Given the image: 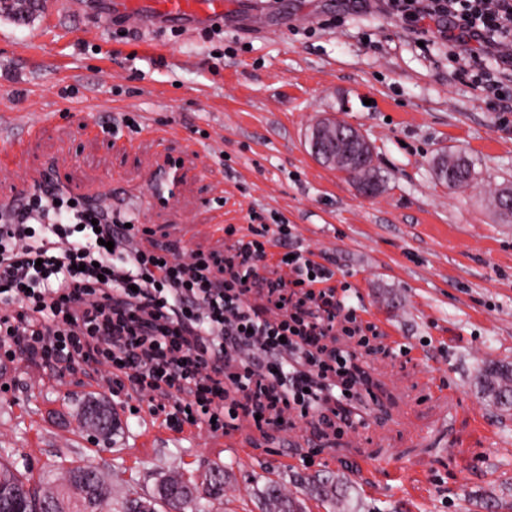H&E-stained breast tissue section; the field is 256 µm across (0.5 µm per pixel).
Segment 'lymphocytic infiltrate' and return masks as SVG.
Returning a JSON list of instances; mask_svg holds the SVG:
<instances>
[{
  "mask_svg": "<svg viewBox=\"0 0 512 512\" xmlns=\"http://www.w3.org/2000/svg\"><path fill=\"white\" fill-rule=\"evenodd\" d=\"M384 2L415 31L452 20L456 42L512 71V0ZM260 218L253 210L247 226L225 225L233 244L223 262L173 243L129 249L142 232L136 215H98L64 195L0 214V361L89 367L109 385L129 384L175 430L189 422L219 433L245 415L285 432L292 410L355 428L372 383L356 350L321 343L357 324L351 287L331 286L333 271L297 249L287 286L303 304L278 320L248 304L269 247L293 237L292 225Z\"/></svg>",
  "mask_w": 512,
  "mask_h": 512,
  "instance_id": "f902f5d3",
  "label": "lymphocytic infiltrate"
}]
</instances>
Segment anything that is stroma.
Returning a JSON list of instances; mask_svg holds the SVG:
<instances>
[{
	"label": "stroma",
	"instance_id": "obj_1",
	"mask_svg": "<svg viewBox=\"0 0 512 512\" xmlns=\"http://www.w3.org/2000/svg\"><path fill=\"white\" fill-rule=\"evenodd\" d=\"M252 9V0H224L221 29L133 41L112 24L89 28L62 0H39L21 19L0 13V115L33 109L42 122L0 171V196L52 161L78 187L122 180L136 209L156 152L142 125L180 128L169 151L192 145L204 162L169 208L146 215L147 228L158 241L224 257L231 241L210 229L216 209L228 224L247 225L254 209L293 225L294 246L319 254L333 285L349 283L360 320L378 330L359 351L377 396L367 427L352 440L300 419L268 435L242 417L220 447L174 429L149 445L163 419L144 403L92 388L80 372L17 361L0 375V448L35 483L92 464L116 501L174 472L197 478L224 466L217 512H265L266 479L290 490L329 473L344 483L341 512H512V411L478 384L486 364L512 363V223L492 204L512 185V98L477 82L481 73L512 76L437 29H407L382 0H267L263 32L250 25ZM111 113L138 125L81 134ZM323 118L372 143L377 194L363 196L312 157L306 133ZM117 140L134 150L117 151ZM450 151L472 162L469 186L439 181L437 159ZM231 196L240 208H226ZM438 392L455 399L452 415ZM92 397L117 411L109 440L81 425ZM292 451L296 463L282 465Z\"/></svg>",
	"mask_w": 512,
	"mask_h": 512
}]
</instances>
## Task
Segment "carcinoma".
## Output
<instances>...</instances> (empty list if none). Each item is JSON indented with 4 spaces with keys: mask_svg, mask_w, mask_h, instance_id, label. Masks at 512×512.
Here are the masks:
<instances>
[{
    "mask_svg": "<svg viewBox=\"0 0 512 512\" xmlns=\"http://www.w3.org/2000/svg\"><path fill=\"white\" fill-rule=\"evenodd\" d=\"M443 182L453 188L468 185L475 178L473 165L465 157L449 153L439 166ZM511 186L499 189L495 206L507 220H512V204L507 203ZM485 397L498 409L512 410V366L492 363L479 376ZM83 423L104 424L112 435L117 427L112 424V411L104 402L93 401L85 405ZM9 452L0 448V512H16L27 509L31 497L35 496L54 505L55 512H112L103 510L111 499L110 484L97 468L86 464L45 480L44 485L32 488L22 479V474L13 460L4 458ZM226 471L217 467L204 475L201 486H193L182 475H168L161 480L153 494L128 499L118 512H157L161 506L169 512H183L193 505L195 512H209L211 502L224 497ZM341 483L333 478L313 482L311 495L316 499L339 498ZM272 512H304L303 505L294 494L282 485L268 484L261 491Z\"/></svg>",
    "mask_w": 512,
    "mask_h": 512,
    "instance_id": "obj_1",
    "label": "carcinoma"
}]
</instances>
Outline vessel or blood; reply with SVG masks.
I'll return each instance as SVG.
<instances>
[{
	"mask_svg": "<svg viewBox=\"0 0 512 512\" xmlns=\"http://www.w3.org/2000/svg\"><path fill=\"white\" fill-rule=\"evenodd\" d=\"M68 12L83 18L118 16L126 25L140 32H153L167 28L189 30L204 23L220 24L224 21V0H66ZM39 126L21 124L19 131L0 128V157L13 152L23 137L34 136ZM146 134L156 142L159 153L154 165L148 168L146 183L150 188L149 207L169 206L175 197L177 185L185 166L191 165V156L178 158L167 155L165 146L176 136L173 127L157 128L146 125ZM64 194L81 200L96 211L119 208L128 197L126 187L111 183L89 190L70 186L54 163H47L42 172L6 198H0V211L17 214L23 211L30 199Z\"/></svg>",
	"mask_w": 512,
	"mask_h": 512,
	"instance_id": "vessel-or-blood-1",
	"label": "vessel or blood"
}]
</instances>
